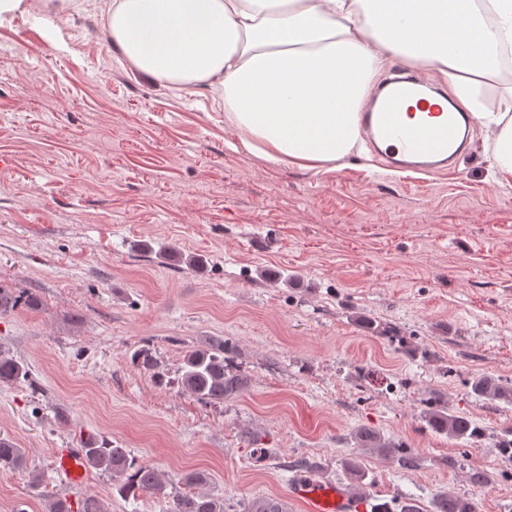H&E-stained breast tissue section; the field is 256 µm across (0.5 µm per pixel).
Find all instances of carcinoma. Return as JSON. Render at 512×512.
I'll use <instances>...</instances> for the list:
<instances>
[{
  "mask_svg": "<svg viewBox=\"0 0 512 512\" xmlns=\"http://www.w3.org/2000/svg\"><path fill=\"white\" fill-rule=\"evenodd\" d=\"M40 306L38 299L18 288L0 283V317L11 315L18 308L34 310ZM236 347L224 339L206 341L187 352L183 357L180 385L190 396L206 403H222L242 395L248 388L249 379L234 364ZM0 383H27L35 387L30 369L13 354L0 348ZM472 394L479 399L499 401L512 405V387L504 386L492 375L484 374L472 378ZM423 418L428 428L444 434L451 440L476 444L482 438L479 426L467 415L451 413L433 401L426 402ZM358 448H373L393 458L400 466H415V456L402 443L385 440L376 431L359 427L352 433ZM83 461L87 468L109 474L112 486L124 498H137L149 494L158 499L167 498L166 485L153 467L140 463L126 448L95 436L82 443ZM25 465L23 449L8 438L0 437V466L20 468ZM465 472L467 481L474 487H484L492 478L482 468L458 463ZM345 470L351 476L352 486L360 490L365 487V472L358 461L351 458L345 462ZM167 512H226L224 499L204 493L193 492L177 495L169 502ZM242 512H289L288 502L268 496L253 497L242 503ZM429 512H477L474 501L464 495L442 493L433 498Z\"/></svg>",
  "mask_w": 512,
  "mask_h": 512,
  "instance_id": "carcinoma-1",
  "label": "carcinoma"
}]
</instances>
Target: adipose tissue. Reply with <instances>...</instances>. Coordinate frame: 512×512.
<instances>
[{
    "mask_svg": "<svg viewBox=\"0 0 512 512\" xmlns=\"http://www.w3.org/2000/svg\"><path fill=\"white\" fill-rule=\"evenodd\" d=\"M104 27L145 77L222 88L225 126L274 164L346 157L373 76L392 57L426 63L512 177V113L478 99L512 47V0H113Z\"/></svg>",
    "mask_w": 512,
    "mask_h": 512,
    "instance_id": "ef3b65f1",
    "label": "adipose tissue"
}]
</instances>
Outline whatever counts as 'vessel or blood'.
<instances>
[{"label": "vessel or blood", "mask_w": 512, "mask_h": 512, "mask_svg": "<svg viewBox=\"0 0 512 512\" xmlns=\"http://www.w3.org/2000/svg\"><path fill=\"white\" fill-rule=\"evenodd\" d=\"M422 83L412 72L398 74L378 90L381 103H368L359 114L362 136L372 151L385 160L386 169L435 174L448 169L470 141V127L463 112H446L420 95ZM416 98L427 110L425 120L409 122L402 112L409 98ZM55 469L73 485L85 480L79 450L60 449ZM291 496L305 504L307 512H367V503L349 487L315 474L297 476L290 486Z\"/></svg>", "instance_id": "obj_1"}]
</instances>
